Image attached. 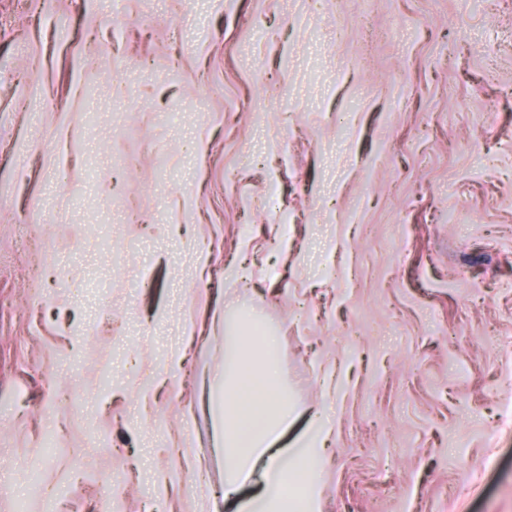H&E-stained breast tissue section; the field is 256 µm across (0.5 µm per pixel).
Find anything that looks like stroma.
I'll use <instances>...</instances> for the list:
<instances>
[{
	"mask_svg": "<svg viewBox=\"0 0 512 512\" xmlns=\"http://www.w3.org/2000/svg\"><path fill=\"white\" fill-rule=\"evenodd\" d=\"M244 308L322 512H512V0H0V512H207Z\"/></svg>",
	"mask_w": 512,
	"mask_h": 512,
	"instance_id": "1",
	"label": "stroma"
}]
</instances>
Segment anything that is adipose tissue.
I'll use <instances>...</instances> for the list:
<instances>
[{"instance_id": "obj_1", "label": "adipose tissue", "mask_w": 512, "mask_h": 512, "mask_svg": "<svg viewBox=\"0 0 512 512\" xmlns=\"http://www.w3.org/2000/svg\"><path fill=\"white\" fill-rule=\"evenodd\" d=\"M257 314L238 312L236 328L224 357V424L214 446L224 457L226 477L222 502L233 512H322V464L335 430V414L326 406L308 417L305 432L293 447L278 442L297 411L282 388L278 339L254 340ZM253 483L255 493L242 497Z\"/></svg>"}]
</instances>
